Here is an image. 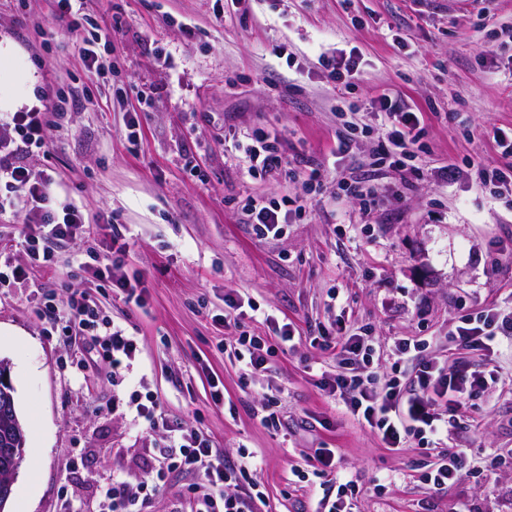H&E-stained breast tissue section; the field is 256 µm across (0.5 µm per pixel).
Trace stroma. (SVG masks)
<instances>
[{
    "instance_id": "1",
    "label": "stroma",
    "mask_w": 512,
    "mask_h": 512,
    "mask_svg": "<svg viewBox=\"0 0 512 512\" xmlns=\"http://www.w3.org/2000/svg\"><path fill=\"white\" fill-rule=\"evenodd\" d=\"M88 27L72 29L57 0H0V114L28 112L57 94L71 103L41 150L25 158L32 176L50 174L51 194L77 205L95 230L59 245L49 281L0 288V359L10 367L26 439L7 512H100L113 479L139 483L163 447L162 433L135 420L132 392L157 397L168 414L204 433L218 455L261 453L266 493L260 512H313L318 478L299 481L304 453L335 448L341 475L366 486L353 512H512V340L493 364L504 379L464 408L477 426L448 443L498 465L440 494L418 482L427 459L387 450L319 387L333 352L311 346L319 329L342 322L369 332L389 372L395 339L429 342V356L458 350L459 316L512 295V200L480 187L475 164L501 165L490 131L512 127V0H77ZM100 69L81 48L93 29ZM355 58L361 78L335 85L323 58ZM388 91L422 114L424 144L404 167L375 165L386 122L372 99ZM139 113L135 139L129 114ZM352 151L334 156L346 120ZM273 132L288 171L247 175L237 139ZM460 174L440 178L448 161ZM317 169L312 207L281 236L244 222L250 199L302 194ZM373 188L364 205L361 188ZM0 262L28 261L31 228L0 187ZM128 243L127 273L142 304L126 301L92 268L112 262V235ZM87 252L86 265L75 256ZM92 296L141 354L109 375L87 345L48 333L45 292ZM244 307L241 328L270 337L296 328L293 350L245 375L224 351L226 298ZM259 313H252V306ZM222 400H215L214 390ZM275 414L277 427L262 417ZM395 482L373 493V479ZM192 476L169 473L144 512H191Z\"/></svg>"
}]
</instances>
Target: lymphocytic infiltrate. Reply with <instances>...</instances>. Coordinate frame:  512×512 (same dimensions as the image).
<instances>
[{"label": "lymphocytic infiltrate", "mask_w": 512, "mask_h": 512, "mask_svg": "<svg viewBox=\"0 0 512 512\" xmlns=\"http://www.w3.org/2000/svg\"><path fill=\"white\" fill-rule=\"evenodd\" d=\"M373 106L387 116L389 126L378 150V162L401 156L413 157V148L423 134L417 112L401 99L383 92L372 100ZM66 103L57 100L46 111L16 112L10 118L14 131V152L0 155V181L17 193L23 205L36 215L42 227L40 237L28 238L29 262L0 270V283H23L45 275L53 267L54 248L63 240H82L91 227L82 212L71 204L58 205L50 193V177L34 178L19 165L17 154L41 149L51 127V114H62ZM239 149L249 175L265 176L282 172L286 164L274 141L261 129L253 131ZM305 194L284 197L281 202L250 201L244 207L248 223L259 235H281L288 210L305 211L320 185L318 171H310L303 181ZM41 312L53 321L71 318L76 335L91 337L97 356L112 372L130 369L140 347L136 337L127 335L83 293H74L62 302L45 297ZM458 345L492 357L500 338L512 337V306L491 307L461 315L454 332ZM315 342L336 353L337 372L321 376L319 385L341 403L345 412L368 426L386 448L399 451L414 447L436 451L437 460L423 471L419 480L429 490L440 492L470 474V463L448 445L450 431L457 427L460 409L501 381L497 369L469 368L445 360L424 356L422 339L400 338L392 348L389 373L371 372L376 347L371 336L352 334L331 336L321 332ZM137 416L150 430L165 434L168 446L154 458L151 468L157 477L178 470L194 475L196 505L194 512H256L257 501L265 493L257 479L256 452L240 450L238 461L214 452L207 438L189 429L182 420L170 417L154 396H130Z\"/></svg>", "instance_id": "obj_1"}]
</instances>
